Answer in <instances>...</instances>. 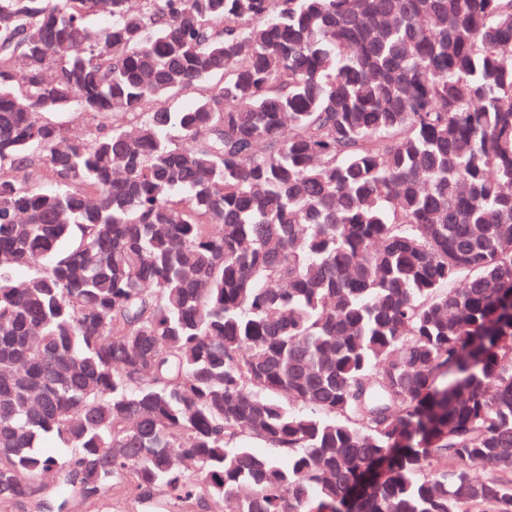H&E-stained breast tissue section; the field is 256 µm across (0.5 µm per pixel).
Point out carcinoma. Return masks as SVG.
I'll return each instance as SVG.
<instances>
[{
    "label": "carcinoma",
    "mask_w": 512,
    "mask_h": 512,
    "mask_svg": "<svg viewBox=\"0 0 512 512\" xmlns=\"http://www.w3.org/2000/svg\"><path fill=\"white\" fill-rule=\"evenodd\" d=\"M128 493L512 512V0H0V512Z\"/></svg>",
    "instance_id": "cac0c4a2"
}]
</instances>
